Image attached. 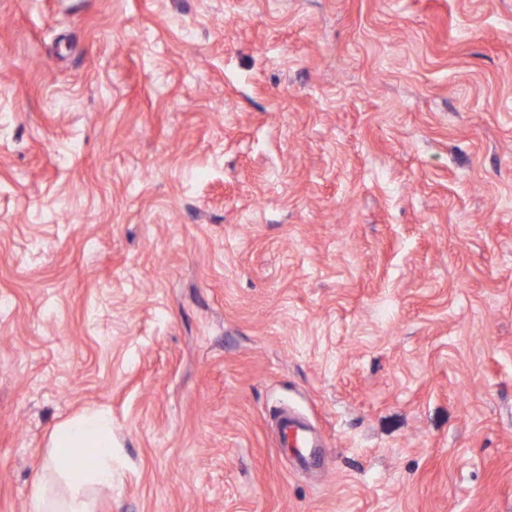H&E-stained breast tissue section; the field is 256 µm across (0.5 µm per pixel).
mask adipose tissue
I'll list each match as a JSON object with an SVG mask.
<instances>
[{"label":"adipose tissue","instance_id":"adipose-tissue-1","mask_svg":"<svg viewBox=\"0 0 512 512\" xmlns=\"http://www.w3.org/2000/svg\"><path fill=\"white\" fill-rule=\"evenodd\" d=\"M49 447L68 455L72 461L63 473L72 492L68 497H52L43 482H36L29 512H91L92 504L83 494L88 485L108 488L112 485V419L102 411L85 413L58 424L51 432ZM95 449L91 466L81 464L83 452Z\"/></svg>","mask_w":512,"mask_h":512}]
</instances>
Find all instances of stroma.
<instances>
[{
	"instance_id": "35a3bbf8",
	"label": "stroma",
	"mask_w": 512,
	"mask_h": 512,
	"mask_svg": "<svg viewBox=\"0 0 512 512\" xmlns=\"http://www.w3.org/2000/svg\"><path fill=\"white\" fill-rule=\"evenodd\" d=\"M94 408V512H512V0H0V512Z\"/></svg>"
}]
</instances>
